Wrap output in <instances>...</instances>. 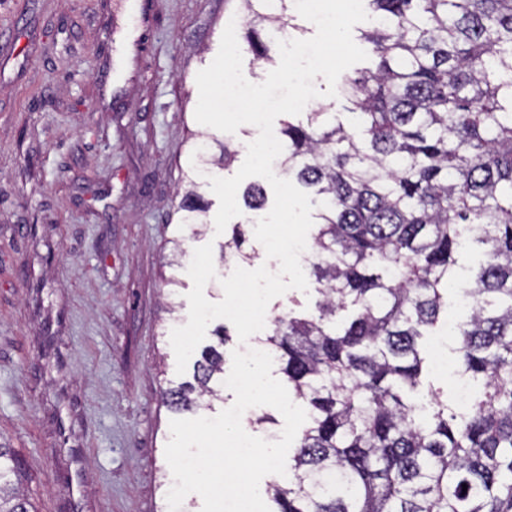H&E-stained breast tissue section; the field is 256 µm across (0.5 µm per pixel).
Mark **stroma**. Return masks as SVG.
<instances>
[{"label": "stroma", "mask_w": 512, "mask_h": 512, "mask_svg": "<svg viewBox=\"0 0 512 512\" xmlns=\"http://www.w3.org/2000/svg\"><path fill=\"white\" fill-rule=\"evenodd\" d=\"M147 48L119 85L136 14L116 0H0V446L34 512H160L181 382L170 335L214 225L180 224L197 73L239 0H150ZM175 276L176 285L166 283Z\"/></svg>", "instance_id": "stroma-1"}]
</instances>
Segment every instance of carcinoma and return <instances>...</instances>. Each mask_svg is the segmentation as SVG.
Returning <instances> with one entry per match:
<instances>
[{"mask_svg":"<svg viewBox=\"0 0 512 512\" xmlns=\"http://www.w3.org/2000/svg\"><path fill=\"white\" fill-rule=\"evenodd\" d=\"M241 40L260 68L292 29L293 0H240ZM371 66L344 78L350 130L308 112L281 129L280 176L315 209L308 276L316 314L288 312L265 335L307 413L272 512H512V0H365ZM236 151L189 149L181 223L207 224L198 192ZM263 184L242 193L266 208ZM235 224L223 249L246 257ZM470 247L472 305L451 335L469 398L425 384L423 340L448 310V278ZM191 379L163 390L174 414L212 408L228 329L214 330ZM21 465L0 448V512H32ZM467 488H462V485Z\"/></svg>","mask_w":512,"mask_h":512,"instance_id":"obj_1","label":"carcinoma"}]
</instances>
